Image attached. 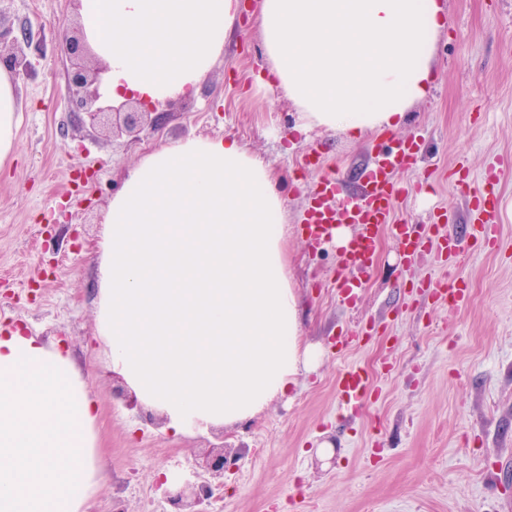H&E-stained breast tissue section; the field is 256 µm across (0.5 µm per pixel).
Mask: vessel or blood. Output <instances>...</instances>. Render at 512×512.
Here are the masks:
<instances>
[{
  "label": "vessel or blood",
  "instance_id": "b4317fda",
  "mask_svg": "<svg viewBox=\"0 0 512 512\" xmlns=\"http://www.w3.org/2000/svg\"><path fill=\"white\" fill-rule=\"evenodd\" d=\"M420 152L418 139L398 143L394 148L381 153L378 160L362 174V186L355 192L346 191L340 178L327 177L321 182L320 193L335 199L333 209L327 210L313 205L306 219L305 230L312 241L321 242L331 236L335 223L343 222L359 226L357 235L349 239L341 250L342 264L350 269H368L375 265L378 233L390 224L394 204L401 192L390 176L392 169L413 163ZM501 174L490 171L479 189L470 197V229L475 239L489 243L497 234L495 213ZM407 260L425 248V241L411 225L395 226ZM425 294L443 305L457 306L467 299L464 282L458 281L447 287L426 284ZM341 402L348 409L359 410L365 403L371 384L368 375L359 368L345 369L337 382Z\"/></svg>",
  "mask_w": 512,
  "mask_h": 512
}]
</instances>
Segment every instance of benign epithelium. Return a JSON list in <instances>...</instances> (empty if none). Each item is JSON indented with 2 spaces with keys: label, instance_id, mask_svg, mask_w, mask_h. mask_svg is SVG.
I'll use <instances>...</instances> for the list:
<instances>
[{
  "label": "benign epithelium",
  "instance_id": "7a95c632",
  "mask_svg": "<svg viewBox=\"0 0 512 512\" xmlns=\"http://www.w3.org/2000/svg\"><path fill=\"white\" fill-rule=\"evenodd\" d=\"M64 42L70 62L65 91L71 113L85 115L93 129L114 138L124 134L134 137L144 127L160 124L163 113L157 111L156 103L148 104L135 97H128L118 105L101 103L99 84L105 66L92 54L81 25L65 31ZM0 66L18 77L27 76L31 70L24 48L3 32H0ZM198 466L210 475L209 479L186 482L176 489L166 487L167 479L158 480L157 487L163 488V496L174 512H209L214 491L224 489V471L228 468L224 449L207 451Z\"/></svg>",
  "mask_w": 512,
  "mask_h": 512
}]
</instances>
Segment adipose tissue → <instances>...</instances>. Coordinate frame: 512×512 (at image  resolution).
<instances>
[{
  "mask_svg": "<svg viewBox=\"0 0 512 512\" xmlns=\"http://www.w3.org/2000/svg\"><path fill=\"white\" fill-rule=\"evenodd\" d=\"M238 0H82L106 71L100 94L152 102L195 90L224 50ZM270 77L300 129L358 138L399 128L431 89L441 0H260ZM16 83L0 68V168L18 143ZM285 205L234 138L147 155L104 217L97 337L146 407L188 434L255 417L316 351L300 341ZM92 401L69 355L0 336V512H86L101 473Z\"/></svg>",
  "mask_w": 512,
  "mask_h": 512,
  "instance_id": "adipose-tissue-1",
  "label": "adipose tissue"
}]
</instances>
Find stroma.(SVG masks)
I'll use <instances>...</instances> for the list:
<instances>
[{
    "label": "stroma",
    "instance_id": "35a3bbf8",
    "mask_svg": "<svg viewBox=\"0 0 512 512\" xmlns=\"http://www.w3.org/2000/svg\"><path fill=\"white\" fill-rule=\"evenodd\" d=\"M442 2L431 91L395 131L296 132V108L267 82L258 4L243 0L208 77L131 143L80 127L70 112L59 30L75 16L72 0H0V23L29 40L32 62L17 83V150L0 171V329L63 347L89 384L102 477L88 512H167L159 473L190 477L219 440L231 461L223 512H512V0ZM416 135L423 153L392 173L404 189L393 223L431 237L462 229L468 194L458 168L474 188L497 169L500 234L463 243L452 270L434 247L406 262L398 238L382 230L378 264L346 299L338 249L303 230L317 185L338 172L356 190L385 146ZM224 136L264 160L285 201L301 339L317 359L289 395L223 437L176 436L162 414L146 421L112 394L125 381L95 339L98 243L113 194L145 154ZM438 212L446 225H435ZM453 275L468 289L458 309L423 296L424 282ZM349 366L375 385L355 414L337 391Z\"/></svg>",
    "mask_w": 512,
    "mask_h": 512
}]
</instances>
